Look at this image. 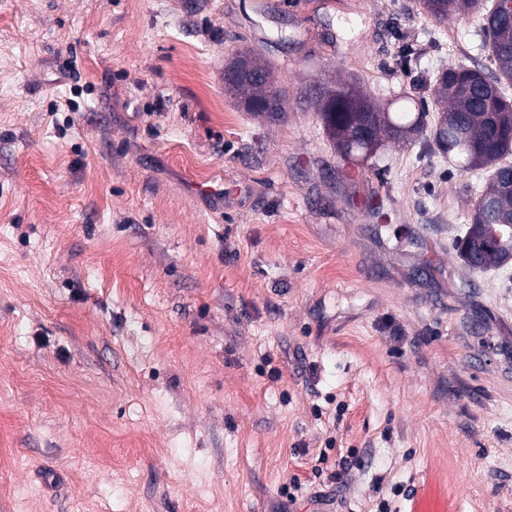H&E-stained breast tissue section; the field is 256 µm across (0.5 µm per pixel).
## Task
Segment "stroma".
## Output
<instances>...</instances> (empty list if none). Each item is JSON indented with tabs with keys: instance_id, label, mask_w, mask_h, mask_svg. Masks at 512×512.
Listing matches in <instances>:
<instances>
[{
	"instance_id": "1",
	"label": "stroma",
	"mask_w": 512,
	"mask_h": 512,
	"mask_svg": "<svg viewBox=\"0 0 512 512\" xmlns=\"http://www.w3.org/2000/svg\"><path fill=\"white\" fill-rule=\"evenodd\" d=\"M484 40L418 0H0V512H276L294 476V512H512V263L454 250L485 173L426 133L349 165L314 105L431 102ZM239 51L278 119L225 94Z\"/></svg>"
}]
</instances>
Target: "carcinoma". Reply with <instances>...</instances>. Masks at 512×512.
<instances>
[{
	"label": "carcinoma",
	"mask_w": 512,
	"mask_h": 512,
	"mask_svg": "<svg viewBox=\"0 0 512 512\" xmlns=\"http://www.w3.org/2000/svg\"><path fill=\"white\" fill-rule=\"evenodd\" d=\"M479 0H420L425 13L443 22L460 14ZM496 7L483 17V28L488 38V52L497 72L488 75L479 67L446 69L435 78L430 92L443 110L433 121V143L448 163L459 171L481 167L488 172L487 186L477 196L472 207V223L458 242L474 241L480 250L478 261L469 264L472 269L487 271L512 262V244L499 246L485 235V227L499 226L504 236L512 233V186L501 177L508 168L502 160L512 155V101L502 92V86L512 84V44L503 43L495 18ZM268 72L246 52L236 59V78L224 87V93L235 99L245 111L253 105L269 101L273 106L267 114L283 111L284 91L273 82L249 76L250 69ZM324 98L336 101V114L319 112L326 134L335 144L339 155L347 160L364 158L381 144V138H404L421 128L429 111L425 103H416L412 95L400 94L393 104L394 112H385L374 106L368 96L350 84L323 85Z\"/></svg>",
	"instance_id": "obj_1"
}]
</instances>
